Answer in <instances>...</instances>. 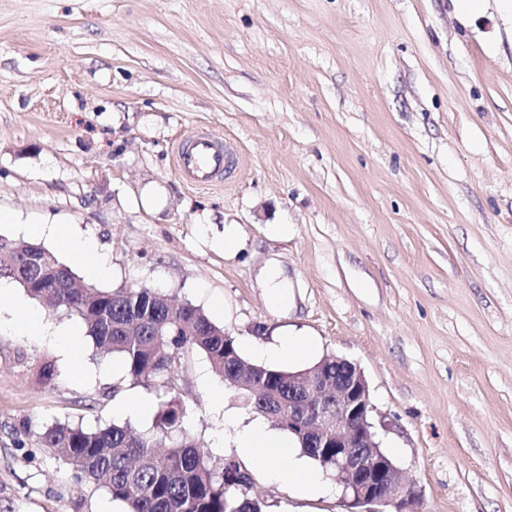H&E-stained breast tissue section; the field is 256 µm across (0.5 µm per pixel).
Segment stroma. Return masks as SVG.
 Wrapping results in <instances>:
<instances>
[{"label": "stroma", "instance_id": "35a3bbf8", "mask_svg": "<svg viewBox=\"0 0 512 512\" xmlns=\"http://www.w3.org/2000/svg\"><path fill=\"white\" fill-rule=\"evenodd\" d=\"M201 127L243 159L223 187L175 170ZM0 211L12 238H96L97 287L162 288L250 360L308 335L363 370L420 512H512V21L494 0L465 20L451 0H0ZM271 261L284 308L260 282ZM76 355L0 327V512H123L38 435L160 399L90 337ZM171 387L215 456L229 423L261 419L229 395L214 409L200 353ZM250 468L267 512H350Z\"/></svg>", "mask_w": 512, "mask_h": 512}]
</instances>
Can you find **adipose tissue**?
Returning <instances> with one entry per match:
<instances>
[{
    "mask_svg": "<svg viewBox=\"0 0 512 512\" xmlns=\"http://www.w3.org/2000/svg\"><path fill=\"white\" fill-rule=\"evenodd\" d=\"M26 231L36 238H52L60 249L79 254L89 275L103 274L104 266L99 259L95 240L77 238L69 228L58 225L30 224L27 225ZM235 446L242 459L263 460L271 474H278L280 467H287L288 477L297 497L318 498L330 491L329 483L324 479L320 466L314 460L293 452L288 456H281L277 451L278 441L261 426L256 425L238 431Z\"/></svg>",
    "mask_w": 512,
    "mask_h": 512,
    "instance_id": "1",
    "label": "adipose tissue"
}]
</instances>
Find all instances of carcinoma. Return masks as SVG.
<instances>
[{"mask_svg": "<svg viewBox=\"0 0 512 512\" xmlns=\"http://www.w3.org/2000/svg\"><path fill=\"white\" fill-rule=\"evenodd\" d=\"M44 259V269L29 259ZM19 284L50 312L77 317L94 345L117 357L126 374L154 382L162 397L153 430L112 424L96 430L56 422L46 426L39 442L73 465L79 477L106 490L128 512H266L253 494L254 477L234 456H214L183 429L185 409L168 395L171 375L184 354H204L225 386L236 376L224 368L229 347L257 381L253 392L235 394L256 413L288 400V372L247 359L238 342L198 307L185 302L173 309L159 288L103 289L78 285L72 268L50 250L30 241L0 235V280Z\"/></svg>", "mask_w": 512, "mask_h": 512, "instance_id": "cac0c4a2", "label": "carcinoma"}]
</instances>
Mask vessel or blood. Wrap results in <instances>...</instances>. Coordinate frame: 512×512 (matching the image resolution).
I'll return each instance as SVG.
<instances>
[{
	"label": "vessel or blood",
	"instance_id": "vessel-or-blood-1",
	"mask_svg": "<svg viewBox=\"0 0 512 512\" xmlns=\"http://www.w3.org/2000/svg\"><path fill=\"white\" fill-rule=\"evenodd\" d=\"M239 163L238 153L206 130L197 131L189 139L177 143L174 150L176 171L195 189L221 186L225 172Z\"/></svg>",
	"mask_w": 512,
	"mask_h": 512
}]
</instances>
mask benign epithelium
Wrapping results in <instances>:
<instances>
[{"label":"benign epithelium","instance_id":"obj_1","mask_svg":"<svg viewBox=\"0 0 512 512\" xmlns=\"http://www.w3.org/2000/svg\"><path fill=\"white\" fill-rule=\"evenodd\" d=\"M372 411L363 371L336 356L293 377L274 418L328 458L347 503L365 512H420L421 489L378 451Z\"/></svg>","mask_w":512,"mask_h":512}]
</instances>
